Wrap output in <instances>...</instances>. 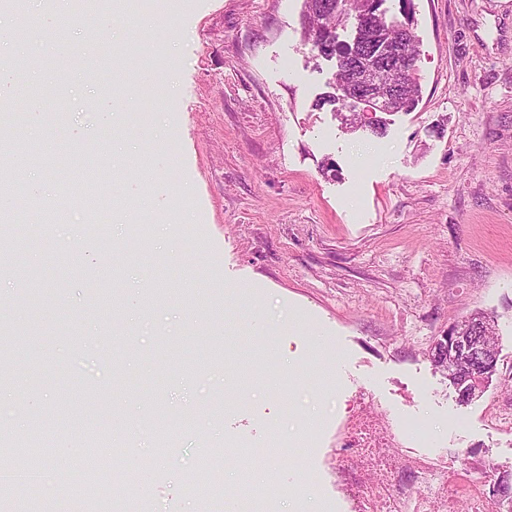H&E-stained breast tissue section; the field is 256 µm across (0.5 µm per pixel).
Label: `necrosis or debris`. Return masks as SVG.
I'll return each mask as SVG.
<instances>
[{"instance_id":"1","label":"necrosis or debris","mask_w":512,"mask_h":512,"mask_svg":"<svg viewBox=\"0 0 512 512\" xmlns=\"http://www.w3.org/2000/svg\"><path fill=\"white\" fill-rule=\"evenodd\" d=\"M426 434L358 392L336 424L329 468L347 512H490L483 494L451 474Z\"/></svg>"}]
</instances>
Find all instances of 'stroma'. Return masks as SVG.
Returning a JSON list of instances; mask_svg holds the SVG:
<instances>
[{
	"label": "stroma",
	"mask_w": 512,
	"mask_h": 512,
	"mask_svg": "<svg viewBox=\"0 0 512 512\" xmlns=\"http://www.w3.org/2000/svg\"><path fill=\"white\" fill-rule=\"evenodd\" d=\"M139 2L57 38L0 9L34 32L0 111V235L29 242L0 270V315L28 338L0 371L25 383L0 444L40 440L30 512H82L58 476L98 435L78 400L108 422L111 512H227L187 482L217 448L225 489L287 488L264 512H343L328 456L363 387L477 488L512 479L491 418L512 397V0H413L420 101L378 136L326 103L336 62L302 41L303 0ZM86 158L108 175L93 214L61 191ZM475 311L499 359L462 404L431 351Z\"/></svg>",
	"instance_id": "stroma-1"
}]
</instances>
